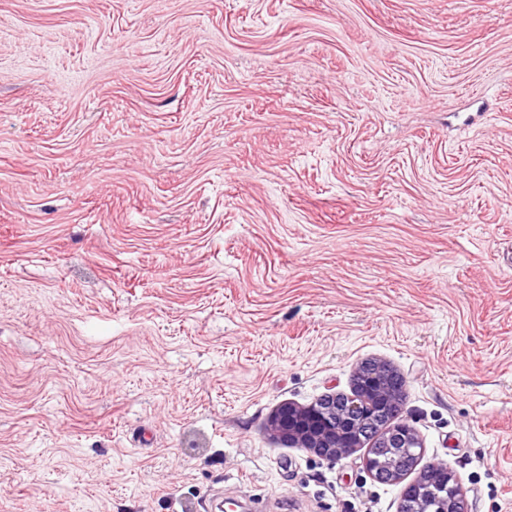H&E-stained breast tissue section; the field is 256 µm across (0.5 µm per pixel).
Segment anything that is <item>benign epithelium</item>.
I'll return each mask as SVG.
<instances>
[{
	"mask_svg": "<svg viewBox=\"0 0 512 512\" xmlns=\"http://www.w3.org/2000/svg\"><path fill=\"white\" fill-rule=\"evenodd\" d=\"M404 399V381L388 365L367 362L357 368L351 393L328 394L304 408L284 403L272 415L270 430L329 463L354 453L371 433L379 448L419 449L407 466L404 456L391 461L395 470L388 477L376 458L364 456V470L372 479L398 485L424 456L415 428L402 418ZM401 507L403 512H467L456 474L445 462L422 466L417 478L403 487Z\"/></svg>",
	"mask_w": 512,
	"mask_h": 512,
	"instance_id": "obj_1",
	"label": "benign epithelium"
}]
</instances>
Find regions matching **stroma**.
Listing matches in <instances>:
<instances>
[{
  "mask_svg": "<svg viewBox=\"0 0 512 512\" xmlns=\"http://www.w3.org/2000/svg\"><path fill=\"white\" fill-rule=\"evenodd\" d=\"M367 360L512 512V0H0V512H399ZM404 381L381 362L362 363L356 370L350 394H328L307 407L284 403L270 419V430L293 447L313 451L329 463L354 453L372 431L371 452L381 457L393 456V448H419L408 466L381 473L382 464L369 452L363 458L368 475L384 484H401L409 471L422 461L423 446L417 432L402 418L405 399ZM386 419L387 423L376 427ZM392 448V449H389ZM402 452V454H405Z\"/></svg>",
  "mask_w": 512,
  "mask_h": 512,
  "instance_id": "obj_1",
  "label": "stroma"
}]
</instances>
